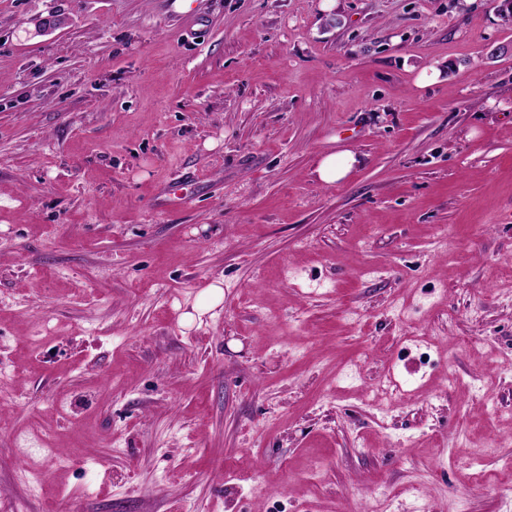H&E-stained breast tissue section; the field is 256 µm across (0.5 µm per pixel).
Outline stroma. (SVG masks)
<instances>
[{"mask_svg":"<svg viewBox=\"0 0 512 512\" xmlns=\"http://www.w3.org/2000/svg\"><path fill=\"white\" fill-rule=\"evenodd\" d=\"M192 7L0 0V512H512V25ZM358 164V158L351 150L328 154L320 159L315 173L320 181L332 184L343 180Z\"/></svg>","mask_w":512,"mask_h":512,"instance_id":"stroma-1","label":"stroma"}]
</instances>
